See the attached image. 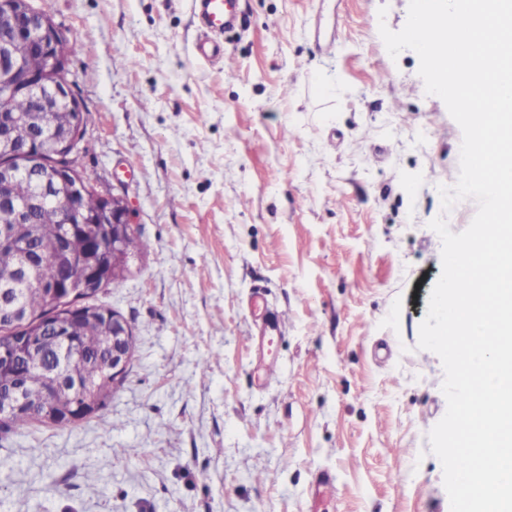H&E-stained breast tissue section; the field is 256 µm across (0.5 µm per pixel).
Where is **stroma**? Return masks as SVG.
I'll return each mask as SVG.
<instances>
[{
	"instance_id": "1",
	"label": "stroma",
	"mask_w": 512,
	"mask_h": 512,
	"mask_svg": "<svg viewBox=\"0 0 512 512\" xmlns=\"http://www.w3.org/2000/svg\"><path fill=\"white\" fill-rule=\"evenodd\" d=\"M190 0H35L66 33L82 163L124 183L148 253L99 300L135 332L101 418L0 437V512H450L428 433L444 370L418 349L462 131L419 58H391L409 0H238L200 64ZM386 16H379V9ZM264 289L288 324L261 383ZM333 483L334 477L329 472H322L316 477L311 497V512H320L325 497L333 491Z\"/></svg>"
}]
</instances>
